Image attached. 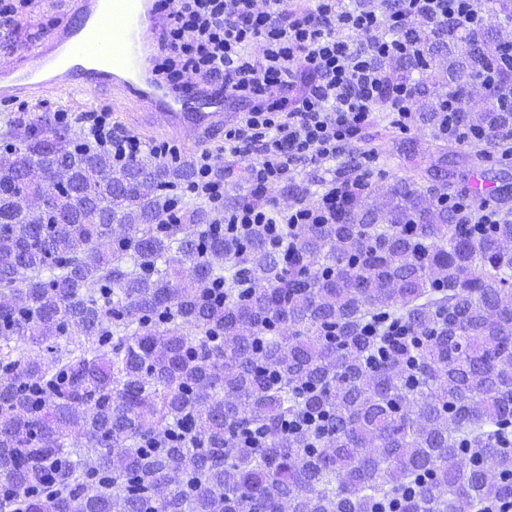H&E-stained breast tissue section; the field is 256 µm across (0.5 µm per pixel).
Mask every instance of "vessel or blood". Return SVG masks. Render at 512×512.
Listing matches in <instances>:
<instances>
[{
	"instance_id": "vessel-or-blood-1",
	"label": "vessel or blood",
	"mask_w": 512,
	"mask_h": 512,
	"mask_svg": "<svg viewBox=\"0 0 512 512\" xmlns=\"http://www.w3.org/2000/svg\"><path fill=\"white\" fill-rule=\"evenodd\" d=\"M71 24L41 32L20 65L0 71V97L41 99L92 87L147 110L153 128L183 135L224 126L222 93L197 86L172 92L146 66L166 21L155 0H68Z\"/></svg>"
}]
</instances>
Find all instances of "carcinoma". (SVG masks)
I'll return each mask as SVG.
<instances>
[{"label":"carcinoma","instance_id":"1","mask_svg":"<svg viewBox=\"0 0 512 512\" xmlns=\"http://www.w3.org/2000/svg\"><path fill=\"white\" fill-rule=\"evenodd\" d=\"M438 44L435 86L480 75L499 49L453 30ZM496 77L489 99L511 96L512 63ZM461 107L474 146L509 140L511 112ZM417 119L460 139L446 112ZM6 134L0 512H483L512 499V192L477 234L438 202L448 170L420 168L372 189L368 209L338 200L284 253L263 228L215 231L201 203L164 223L188 162L114 167L46 112ZM387 316L407 335L367 331ZM304 417L316 424L288 426Z\"/></svg>","mask_w":512,"mask_h":512}]
</instances>
